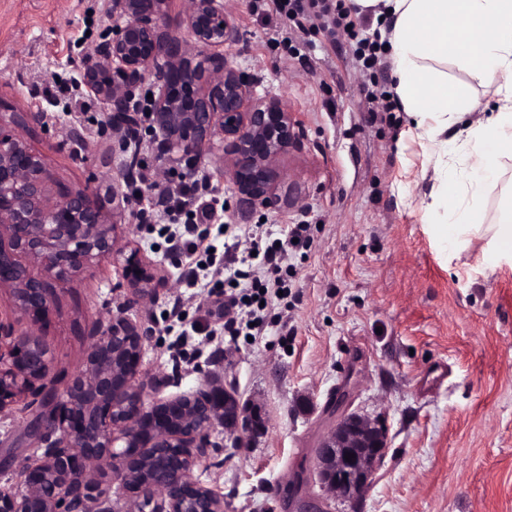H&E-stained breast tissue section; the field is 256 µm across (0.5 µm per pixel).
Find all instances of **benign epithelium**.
Returning a JSON list of instances; mask_svg holds the SVG:
<instances>
[{
    "label": "benign epithelium",
    "instance_id": "1",
    "mask_svg": "<svg viewBox=\"0 0 512 512\" xmlns=\"http://www.w3.org/2000/svg\"><path fill=\"white\" fill-rule=\"evenodd\" d=\"M168 2L108 0L107 11L125 21L83 58L87 94L106 105L112 128L134 138L141 124L136 97L154 77L153 133L162 155L191 170L221 138L222 165L241 201L277 208L278 162L299 141L293 113L228 64L224 48L240 32L224 0H187L189 41L163 31ZM117 224L97 189L54 180L22 134L0 125V291L29 325L18 332L0 320V419L17 409L34 413L28 436L42 448L19 472L22 490L0 487V512H115L98 492L107 474L127 492L123 512H224L222 493L194 470L218 450L217 427L239 437L259 426L255 415L222 416L217 399L226 389L217 375L206 374L203 388L149 398L138 381L147 330L122 310L94 326L83 361L62 389L54 387L55 357L40 328L56 283L121 256L137 293L154 288L138 254L118 247ZM387 448L384 421L343 414L317 448L322 487L357 502Z\"/></svg>",
    "mask_w": 512,
    "mask_h": 512
}]
</instances>
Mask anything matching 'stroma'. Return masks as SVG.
Instances as JSON below:
<instances>
[{
	"mask_svg": "<svg viewBox=\"0 0 512 512\" xmlns=\"http://www.w3.org/2000/svg\"><path fill=\"white\" fill-rule=\"evenodd\" d=\"M224 8L241 33L224 50L228 64L283 99L300 139L279 161L274 210L241 205L219 163L223 143L198 168L225 223L263 224L273 240L310 224V247L291 259L287 319L255 343L208 339V299L182 286L178 252L136 218L155 206L148 194L125 209L118 236L154 272L155 295L135 296L119 262L57 286L41 333L59 369L74 371L92 327L123 307L151 331L141 378L160 380L158 396L198 387L210 371L258 406L263 429L239 440L215 432L214 462L194 471L223 494L224 512H512V267L484 262L475 247L451 259L439 249L423 202L431 147L411 134L407 112L370 115L349 38L310 31L302 61L251 0ZM113 24L106 0H0V121L45 113L23 136L56 176L125 196L126 156L113 148L105 105L82 112L46 91L79 79ZM72 124L87 132L77 152L63 135ZM178 297L184 317L166 324ZM339 409L387 419L386 457L355 506L328 493L316 470ZM26 424L20 413L0 421L2 485L39 453Z\"/></svg>",
	"mask_w": 512,
	"mask_h": 512,
	"instance_id": "1",
	"label": "stroma"
}]
</instances>
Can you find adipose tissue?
I'll use <instances>...</instances> for the list:
<instances>
[{
  "mask_svg": "<svg viewBox=\"0 0 512 512\" xmlns=\"http://www.w3.org/2000/svg\"><path fill=\"white\" fill-rule=\"evenodd\" d=\"M386 6L394 89L433 147L434 237L451 254L480 242L487 263L512 266V204L496 223L480 221L485 197L498 188L500 160L512 159V0H387ZM451 58L500 93L497 112L463 128L453 148L445 132L478 103L436 69Z\"/></svg>",
  "mask_w": 512,
  "mask_h": 512,
  "instance_id": "1",
  "label": "adipose tissue"
}]
</instances>
